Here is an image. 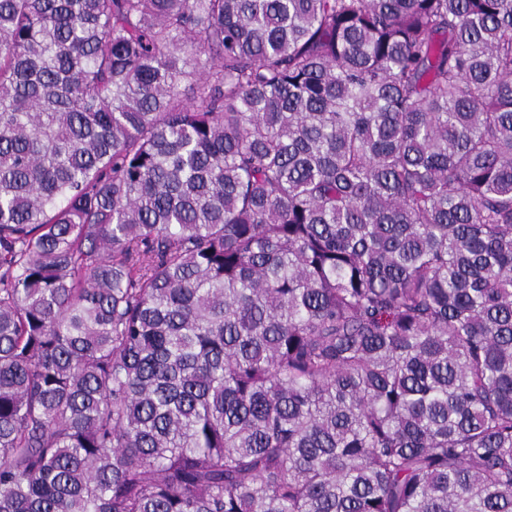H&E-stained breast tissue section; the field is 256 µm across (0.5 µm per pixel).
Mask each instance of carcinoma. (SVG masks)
<instances>
[{"label":"carcinoma","mask_w":512,"mask_h":512,"mask_svg":"<svg viewBox=\"0 0 512 512\" xmlns=\"http://www.w3.org/2000/svg\"><path fill=\"white\" fill-rule=\"evenodd\" d=\"M0 512H512V0H0Z\"/></svg>","instance_id":"cac0c4a2"}]
</instances>
